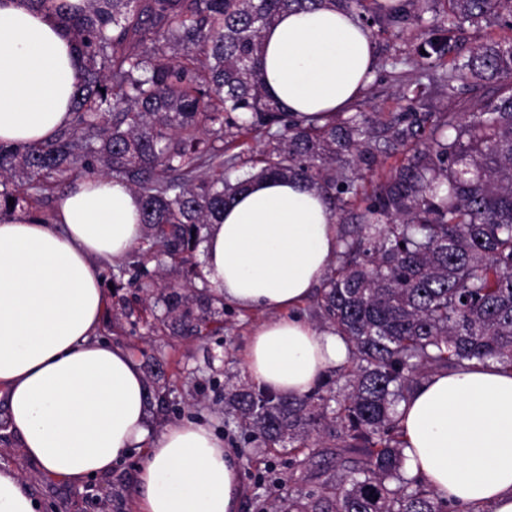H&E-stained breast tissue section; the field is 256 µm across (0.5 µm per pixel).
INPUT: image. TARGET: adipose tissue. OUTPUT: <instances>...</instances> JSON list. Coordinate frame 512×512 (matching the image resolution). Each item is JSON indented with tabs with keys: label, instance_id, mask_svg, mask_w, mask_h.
I'll return each mask as SVG.
<instances>
[{
	"label": "adipose tissue",
	"instance_id": "obj_1",
	"mask_svg": "<svg viewBox=\"0 0 512 512\" xmlns=\"http://www.w3.org/2000/svg\"><path fill=\"white\" fill-rule=\"evenodd\" d=\"M263 50L268 91L299 120L346 111L377 63L369 31L335 8L281 14ZM81 78V50L61 22L27 0H0V141L57 134ZM142 235L137 195L104 176L73 183L53 223L22 212L0 223L5 433L72 485L141 451L135 512H238L241 471L223 438L197 419L152 431L139 362L101 334L102 271ZM202 249L203 274L225 300L266 315L243 355L258 387L300 396L345 363V341L297 314L336 256V217L322 193L293 179L254 180ZM397 412L410 475L441 499L512 512V372L478 365L432 375ZM41 510L17 473L0 469V512Z\"/></svg>",
	"mask_w": 512,
	"mask_h": 512
}]
</instances>
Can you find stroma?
<instances>
[{
    "label": "stroma",
    "instance_id": "stroma-1",
    "mask_svg": "<svg viewBox=\"0 0 512 512\" xmlns=\"http://www.w3.org/2000/svg\"><path fill=\"white\" fill-rule=\"evenodd\" d=\"M415 38V33L410 31L398 38L389 33L375 38L376 56L382 65L363 98V111H405L407 103L402 98L401 83L403 77H414L415 70L408 65L395 72L385 67L384 60L394 49H410ZM264 319V313H244L228 303L224 306L223 333L205 342L159 337L143 328L136 335L117 337L108 321L103 324V334L108 338L116 337L118 343L126 346L142 364L149 356L164 354L166 364L161 383L169 391L172 407L163 415L150 418L151 430H160L168 423L185 418H200L222 432L227 447L234 448L238 440L235 433L224 428L222 395L207 389L206 381L211 377L222 381L231 376L236 382L249 383L242 353L251 330ZM141 459V452H133L110 476L74 486L47 478L39 465L27 459L20 448L5 441L0 443V468L9 467L20 474L42 503L43 512H133V494Z\"/></svg>",
    "mask_w": 512,
    "mask_h": 512
}]
</instances>
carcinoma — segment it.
<instances>
[{"label":"carcinoma","mask_w":512,"mask_h":512,"mask_svg":"<svg viewBox=\"0 0 512 512\" xmlns=\"http://www.w3.org/2000/svg\"><path fill=\"white\" fill-rule=\"evenodd\" d=\"M58 17L85 71L55 138L0 144V221L38 223L72 176H110L139 196L144 235L114 267L124 304L163 308L158 329L206 339L224 297L193 262L207 225L250 179L304 180L334 205L338 249L316 302L349 356L309 393L224 384V426L288 475L257 512H487L452 506L406 470L397 404L432 375L477 360L512 372V38L444 63L465 26L512 30V0H28ZM355 13L372 36L419 31L420 78L467 112H342L295 122L265 89L263 32L287 11ZM262 144L253 151L247 140ZM236 153L230 155V149ZM402 159L366 191L380 158ZM14 205H9V199Z\"/></svg>","instance_id":"1"}]
</instances>
